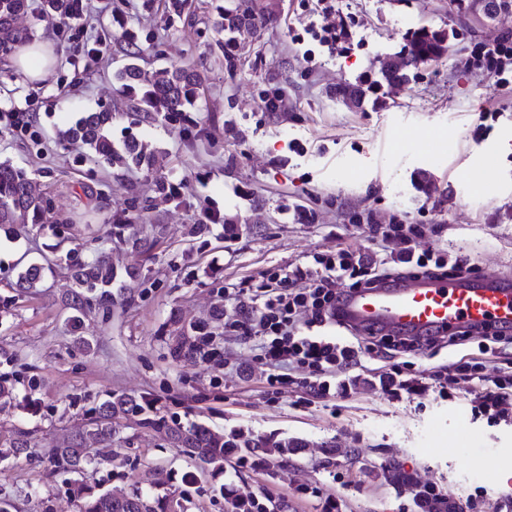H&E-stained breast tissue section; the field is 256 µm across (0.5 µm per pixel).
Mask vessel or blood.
I'll use <instances>...</instances> for the list:
<instances>
[{
	"label": "vessel or blood",
	"instance_id": "vessel-or-blood-1",
	"mask_svg": "<svg viewBox=\"0 0 512 512\" xmlns=\"http://www.w3.org/2000/svg\"><path fill=\"white\" fill-rule=\"evenodd\" d=\"M336 313L361 329L391 335L425 337L447 329L492 324L512 327V278L498 273L461 277L425 278L380 288L344 293ZM448 437L458 452L476 466L485 457L476 448L463 417H456Z\"/></svg>",
	"mask_w": 512,
	"mask_h": 512
}]
</instances>
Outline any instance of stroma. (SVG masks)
Masks as SVG:
<instances>
[{"instance_id": "35a3bbf8", "label": "stroma", "mask_w": 512, "mask_h": 512, "mask_svg": "<svg viewBox=\"0 0 512 512\" xmlns=\"http://www.w3.org/2000/svg\"><path fill=\"white\" fill-rule=\"evenodd\" d=\"M235 2L190 0L173 19L163 0H99L84 38L68 37L42 0H29L18 18L47 35L59 56L39 82L0 57V110L30 107L36 115L27 132L0 133V161L26 168L70 221L29 224L0 238V349L12 355L0 373L21 379L11 403L0 404V448L21 432L34 443L0 460V498L13 512H80L46 451L96 403L134 395L145 411L115 419L111 456L82 479L99 491L141 493L154 512H225L227 489L282 512H320L317 498L301 494L305 485L342 498L347 512H416L413 490L428 481L448 490L456 512H512V424L470 421L484 472L448 448L452 418L469 415L484 384L462 385L452 401L433 391L391 399L363 378L334 409L297 385L273 396L259 372L243 369L255 340L225 343L223 325L211 321L225 284L259 279L341 242L366 246L362 228L346 222L350 212L382 224L425 217L440 225L444 250L512 276V90L462 68L477 43L512 33V9L490 12L485 0H335L352 24L332 48L313 36L328 23L316 0H248L262 25L239 35L240 61L230 70L220 48L225 32L214 23ZM418 28L447 32V53L402 87L383 86L379 102L353 109L337 98L338 86L379 78L381 59ZM127 30L147 50L142 68L200 72L201 96L184 121L128 111L115 78L129 61ZM98 34L111 40V53L83 71L77 62ZM276 90L284 106L266 111L263 99ZM486 108L499 118L481 120ZM100 109L112 113L114 144L138 138L153 154L151 166L116 168L58 143V128ZM402 133L450 146L433 162L413 150L392 152L391 139ZM487 153L497 167L482 193ZM161 179L179 184L178 194L162 199ZM134 200L141 209L131 221ZM300 206L316 211V223H297ZM209 209L223 223H205ZM228 224L238 237L225 235ZM135 236L148 238L150 249L134 248ZM99 249L110 252L116 272L112 309L90 314L75 332L65 303L67 254L88 260ZM30 260L46 266V280L38 293L20 295L10 283ZM177 316L205 323L216 354L172 358ZM156 416L298 447L281 466L215 470L150 426Z\"/></svg>"}]
</instances>
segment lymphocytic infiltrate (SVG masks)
<instances>
[{
	"label": "lymphocytic infiltrate",
	"mask_w": 512,
	"mask_h": 512,
	"mask_svg": "<svg viewBox=\"0 0 512 512\" xmlns=\"http://www.w3.org/2000/svg\"><path fill=\"white\" fill-rule=\"evenodd\" d=\"M473 63L493 74L500 86H512V35L481 44ZM367 229L370 253L345 246L335 255H314L308 264L282 269L266 280L225 287V335L258 340L254 366L275 395L295 384L293 372L302 367L308 372L304 383L315 395L345 397L349 382L361 377L364 351L376 348L391 361L389 371L378 378L381 392L390 398H417L434 390L450 399V384L477 380L486 389L471 400L472 416L491 424L512 420L511 371L503 369L490 378L480 365L460 359L449 361L428 383L407 374L410 355L425 347L464 344L469 332L422 339L375 332L365 343L337 339L336 302L344 290L369 289L422 274L462 276L478 271L467 256L445 258L434 242V227L423 222L384 225L371 219Z\"/></svg>",
	"instance_id": "lymphocytic-infiltrate-1"
}]
</instances>
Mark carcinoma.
<instances>
[{"instance_id":"obj_1","label":"carcinoma","mask_w":512,"mask_h":512,"mask_svg":"<svg viewBox=\"0 0 512 512\" xmlns=\"http://www.w3.org/2000/svg\"><path fill=\"white\" fill-rule=\"evenodd\" d=\"M46 11L56 14L63 21L75 20L79 10L75 0H43ZM27 9V0H0V51L8 54L31 37V31L17 23L18 17ZM218 27L231 37L224 44V61L233 69L239 55L233 52L237 34L255 27V18L246 10L224 11ZM448 46L445 36L426 29L413 31L402 49L392 55L395 68L381 71L388 85L408 82L410 74L421 65L439 58ZM122 90L133 112L153 113L165 120L175 122L200 96L201 79L197 72L180 65L148 72L138 64L130 63L118 74ZM112 112L101 110L87 112L79 121L58 130L57 139L63 146L79 145L89 155L112 166H151L150 153L144 144L127 140L116 147L112 143L109 129ZM54 210L52 198L40 188L29 172L9 161L0 162V235L11 238L17 235L18 227L25 224H41L46 214ZM45 268L29 261L17 272L11 287L22 293H35L42 287ZM73 287L68 294L67 305L72 310L70 317L74 329H80L87 311L99 308L106 312L112 307V284L116 279L108 254L100 252L94 259L84 261L76 258L70 264ZM181 324L179 334L172 338L170 354L178 358L197 350L196 336L199 326L194 322ZM139 408L134 397H121L102 402L94 410V416L74 430L62 445L51 449L54 471L60 475H76L95 459L112 452V438L116 429L112 420ZM154 428L165 431L174 442L183 448H191L196 456L208 464L221 467L224 462L245 452L261 451L268 463H285L296 444L286 439L255 442L241 434L224 436L200 425L187 428H170L165 420L150 421ZM72 493L81 500L80 512H154L140 495L114 496L96 493L74 479Z\"/></svg>"}]
</instances>
